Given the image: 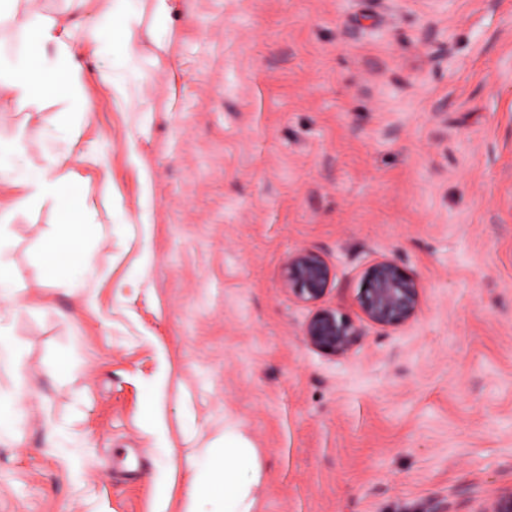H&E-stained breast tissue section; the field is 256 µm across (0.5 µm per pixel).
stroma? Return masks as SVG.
Instances as JSON below:
<instances>
[{
  "mask_svg": "<svg viewBox=\"0 0 512 512\" xmlns=\"http://www.w3.org/2000/svg\"><path fill=\"white\" fill-rule=\"evenodd\" d=\"M135 5L143 101L89 86L66 142L61 104L0 112L25 164L80 154L96 183L91 299L45 273L52 204L10 223L0 512H158L229 420L260 453L258 512H479L512 491V0H170L162 24ZM301 249L332 270L317 305L284 286ZM382 257L423 285L399 327L359 308ZM320 306L360 326L349 354L306 342Z\"/></svg>",
  "mask_w": 512,
  "mask_h": 512,
  "instance_id": "1",
  "label": "stroma"
}]
</instances>
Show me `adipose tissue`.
<instances>
[{
  "mask_svg": "<svg viewBox=\"0 0 512 512\" xmlns=\"http://www.w3.org/2000/svg\"><path fill=\"white\" fill-rule=\"evenodd\" d=\"M132 0H112L107 15L87 18L81 28L62 20L41 16L18 17L0 7V27H15L25 35L26 49L17 55L0 54V89L10 101L35 104L46 98L62 103L77 102L73 113L76 126L90 123L93 104L86 95L89 84L105 85L116 104H131L141 90V78L114 74L112 65L95 73L85 72L74 60V37H81L101 55L117 50L132 61L137 52L140 18ZM22 141L0 143V187L8 198L0 206V232L17 212L45 203L67 209L75 188L89 189L83 176L82 158L60 153L45 155L37 166L24 165ZM193 468L182 512H257L256 489L263 471L259 453L236 424L225 425L224 433L190 455Z\"/></svg>",
  "mask_w": 512,
  "mask_h": 512,
  "instance_id": "adipose-tissue-1",
  "label": "adipose tissue"
}]
</instances>
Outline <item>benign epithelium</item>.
<instances>
[{"label":"benign epithelium","instance_id":"obj_1","mask_svg":"<svg viewBox=\"0 0 512 512\" xmlns=\"http://www.w3.org/2000/svg\"><path fill=\"white\" fill-rule=\"evenodd\" d=\"M331 281V269L316 252L302 249L288 255L284 284L298 299L319 302ZM421 283L390 258L368 266L360 277L359 306L364 317L382 327L414 319L421 306ZM304 336L314 348L345 355L357 344L360 328L333 309H319L307 321Z\"/></svg>","mask_w":512,"mask_h":512}]
</instances>
